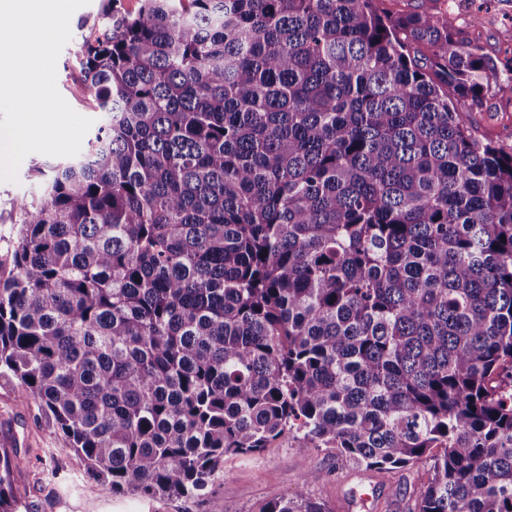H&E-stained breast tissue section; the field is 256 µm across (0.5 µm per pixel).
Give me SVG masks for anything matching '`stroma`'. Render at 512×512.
I'll list each match as a JSON object with an SVG mask.
<instances>
[{"label": "stroma", "instance_id": "35a3bbf8", "mask_svg": "<svg viewBox=\"0 0 512 512\" xmlns=\"http://www.w3.org/2000/svg\"><path fill=\"white\" fill-rule=\"evenodd\" d=\"M380 7L394 15L422 9L444 13L459 42L480 46L495 69L483 80L481 102L459 105L460 120L475 139L512 153V98L498 90L499 83L512 76V0H381ZM100 10L101 0H90L72 14L71 39L56 64L59 93L97 126L102 115L92 110L82 93L80 45ZM47 160V155L29 154L16 181H0V260L7 256L17 220L10 202L41 196V180L31 167ZM7 440L16 441L26 454L23 479L29 512H263L268 503L292 497L300 485L326 512H415L416 500L431 477L425 462L398 470L356 468L335 449L306 450L287 434L260 455L225 456L224 470L206 500L112 496L100 491L86 473L53 420L35 403L21 399L12 382L0 379V444ZM50 469L58 470L57 478L47 477Z\"/></svg>", "mask_w": 512, "mask_h": 512}]
</instances>
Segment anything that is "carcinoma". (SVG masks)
Returning <instances> with one entry per match:
<instances>
[{
	"label": "carcinoma",
	"mask_w": 512,
	"mask_h": 512,
	"mask_svg": "<svg viewBox=\"0 0 512 512\" xmlns=\"http://www.w3.org/2000/svg\"><path fill=\"white\" fill-rule=\"evenodd\" d=\"M140 2L83 39L102 125L11 202L0 377L105 493L203 498L288 432L430 463L416 512H512V154L455 106L494 63L377 0Z\"/></svg>",
	"instance_id": "1"
}]
</instances>
